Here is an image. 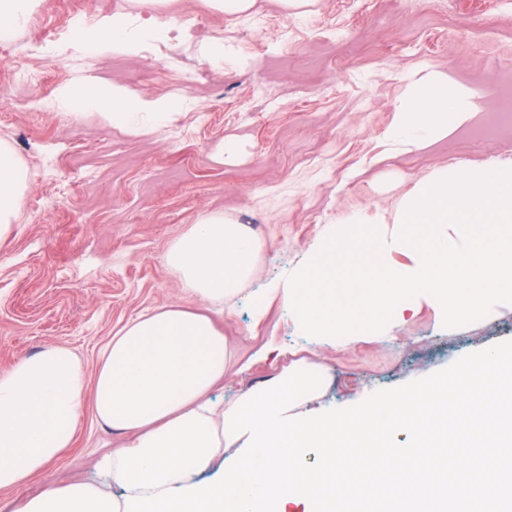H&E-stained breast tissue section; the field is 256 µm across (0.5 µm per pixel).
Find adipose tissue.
Wrapping results in <instances>:
<instances>
[{
    "label": "adipose tissue",
    "instance_id": "obj_1",
    "mask_svg": "<svg viewBox=\"0 0 512 512\" xmlns=\"http://www.w3.org/2000/svg\"><path fill=\"white\" fill-rule=\"evenodd\" d=\"M170 39V27L115 12L78 30L73 46L88 57L136 55ZM56 104L115 128L151 132L190 108L179 95L147 97L85 77L61 88ZM472 112L468 88L440 71L417 73L402 90L387 140L409 150L446 137ZM26 186V169L0 141V235L17 220ZM256 252L242 225L213 215L173 243L168 264L199 298L220 305L250 276ZM101 361L91 379L75 353L51 346L0 375V489L22 486L71 446L85 401L100 423L133 437L101 462L123 496L73 484L31 499L23 512H124L125 496L196 483L224 449L227 406L209 391L224 377L226 350L208 315L181 308L141 314L112 336Z\"/></svg>",
    "mask_w": 512,
    "mask_h": 512
}]
</instances>
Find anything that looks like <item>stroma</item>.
<instances>
[{
    "label": "stroma",
    "mask_w": 512,
    "mask_h": 512,
    "mask_svg": "<svg viewBox=\"0 0 512 512\" xmlns=\"http://www.w3.org/2000/svg\"><path fill=\"white\" fill-rule=\"evenodd\" d=\"M77 11L89 24L126 11L193 33L96 62L69 56L55 64L31 51L45 28L71 42ZM251 15L260 27L214 12L206 0H169L159 12L148 0H40L0 46V141L28 176L21 215L0 236V374L62 345L91 377L104 346L138 315L210 311L172 273L167 253L215 213L245 225L261 248L253 276L223 311H211L231 355L212 396L230 402L261 387L296 350L330 381L311 408H344L512 340L511 304L447 329L424 302L382 334L308 345L282 298L288 276L347 217L391 223L403 199L439 170L512 164V134L480 141L455 131L408 152L385 140L405 83L422 70L447 73L470 89L477 112H491L495 84L512 77V0H313L300 26L277 0H256ZM213 38L235 50L236 65L210 68L200 47ZM189 72L200 83L185 81ZM80 74L197 106L153 134L40 109L42 97ZM228 136L242 145L235 164L215 158ZM127 440L85 406L72 447L26 485L0 490V512H20L51 488L103 482L98 460Z\"/></svg>",
    "instance_id": "obj_1"
}]
</instances>
